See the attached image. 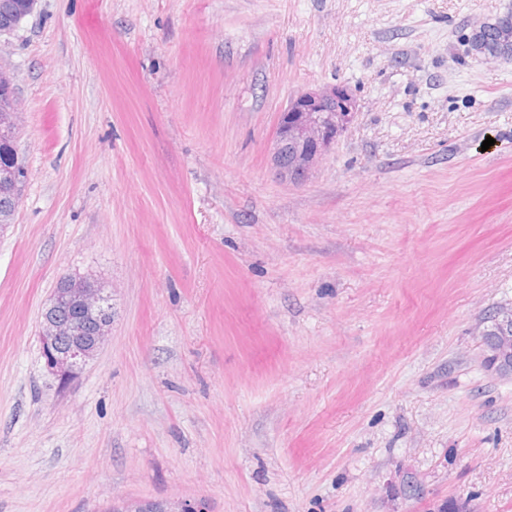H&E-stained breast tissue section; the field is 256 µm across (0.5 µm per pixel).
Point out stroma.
Wrapping results in <instances>:
<instances>
[{
    "label": "stroma",
    "mask_w": 512,
    "mask_h": 512,
    "mask_svg": "<svg viewBox=\"0 0 512 512\" xmlns=\"http://www.w3.org/2000/svg\"><path fill=\"white\" fill-rule=\"evenodd\" d=\"M512 0H37L0 37L25 177L0 230V512H512V66L466 56ZM352 123L301 184L298 92ZM489 149H482L486 138ZM112 294L60 382L57 283ZM356 111V99L343 85H326L294 95L283 111L292 121L280 124L272 163L280 178L290 183L308 179L321 157L347 130ZM289 148L288 154L285 147ZM475 330L484 348L482 362L486 371L512 378V303L498 305L491 323L479 322Z\"/></svg>",
    "instance_id": "35a3bbf8"
}]
</instances>
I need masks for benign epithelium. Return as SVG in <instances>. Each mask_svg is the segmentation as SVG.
<instances>
[{
	"instance_id": "1",
	"label": "benign epithelium",
	"mask_w": 512,
	"mask_h": 512,
	"mask_svg": "<svg viewBox=\"0 0 512 512\" xmlns=\"http://www.w3.org/2000/svg\"><path fill=\"white\" fill-rule=\"evenodd\" d=\"M496 29L491 49L485 34ZM468 52L485 63L512 64V22L484 20L471 26ZM356 111V99L343 85H326L294 95L285 109L292 121L277 127L272 163L280 178L290 183L308 179L321 157L347 130ZM22 112L13 100L0 108V138L11 139L19 130ZM21 165L0 169V194L16 193ZM104 289L86 280L57 288L41 321V343L48 367L60 381L75 378L94 357L108 336L112 317L103 305ZM488 373L512 378V303L496 307L492 320L476 324ZM202 501L184 499L166 504L165 512H202Z\"/></svg>"
}]
</instances>
